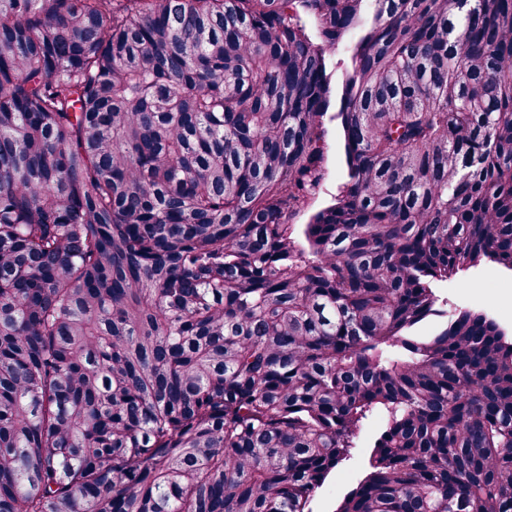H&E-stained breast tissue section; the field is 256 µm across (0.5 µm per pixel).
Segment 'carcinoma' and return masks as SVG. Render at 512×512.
Instances as JSON below:
<instances>
[{
  "instance_id": "carcinoma-1",
  "label": "carcinoma",
  "mask_w": 512,
  "mask_h": 512,
  "mask_svg": "<svg viewBox=\"0 0 512 512\" xmlns=\"http://www.w3.org/2000/svg\"><path fill=\"white\" fill-rule=\"evenodd\" d=\"M462 2L0 0V512H310L377 413L336 512H512V336L414 335L512 271V0ZM325 123V153L323 162L325 180L321 192L310 201L307 210L295 218L296 224H305L312 213L331 204L337 193V187L344 176V150L339 122H330L327 118ZM485 286V288H479ZM441 302V309H469L495 319L510 335L512 331V272L491 262L466 266L447 281L432 285ZM486 289L494 295L489 299L473 298Z\"/></svg>"
}]
</instances>
